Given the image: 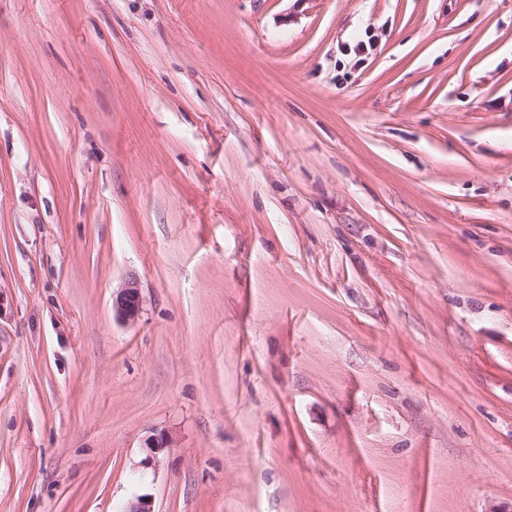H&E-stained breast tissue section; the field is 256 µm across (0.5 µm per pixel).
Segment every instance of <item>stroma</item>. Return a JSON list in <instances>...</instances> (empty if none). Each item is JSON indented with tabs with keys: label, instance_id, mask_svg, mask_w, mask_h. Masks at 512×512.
I'll list each match as a JSON object with an SVG mask.
<instances>
[{
	"label": "stroma",
	"instance_id": "1",
	"mask_svg": "<svg viewBox=\"0 0 512 512\" xmlns=\"http://www.w3.org/2000/svg\"><path fill=\"white\" fill-rule=\"evenodd\" d=\"M136 494L512 512V0H0V512ZM112 309L125 323L135 322L141 311L140 289L136 281H128L112 296Z\"/></svg>",
	"mask_w": 512,
	"mask_h": 512
}]
</instances>
